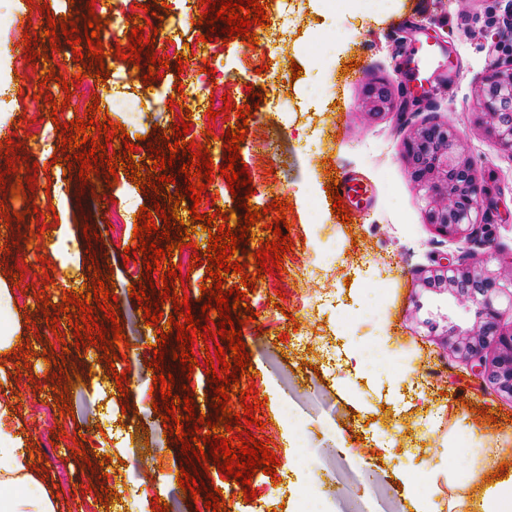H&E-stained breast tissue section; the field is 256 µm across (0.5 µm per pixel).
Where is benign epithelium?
<instances>
[{"instance_id":"7a95c632","label":"benign epithelium","mask_w":512,"mask_h":512,"mask_svg":"<svg viewBox=\"0 0 512 512\" xmlns=\"http://www.w3.org/2000/svg\"><path fill=\"white\" fill-rule=\"evenodd\" d=\"M362 107L370 115L388 113L395 107L393 91L384 82L366 86ZM479 119L505 149L512 151V67L495 70L485 78L480 94ZM402 154L408 172L432 199L429 223L448 234L477 232L473 215L479 210L482 188L476 164L465 156L462 143L438 123L414 129L403 141ZM483 257L470 262L442 263L422 277L423 286L448 293L476 309L477 321L470 327L455 325L447 343L471 373L512 400V291L509 307L496 306L503 291L500 282L512 284V262L492 273Z\"/></svg>"}]
</instances>
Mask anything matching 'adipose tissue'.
Listing matches in <instances>:
<instances>
[{"instance_id": "obj_1", "label": "adipose tissue", "mask_w": 512, "mask_h": 512, "mask_svg": "<svg viewBox=\"0 0 512 512\" xmlns=\"http://www.w3.org/2000/svg\"><path fill=\"white\" fill-rule=\"evenodd\" d=\"M0 512H59L20 435L0 427ZM459 512H512V474L464 493Z\"/></svg>"}]
</instances>
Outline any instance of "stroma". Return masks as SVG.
Listing matches in <instances>:
<instances>
[{
	"label": "stroma",
	"instance_id": "stroma-1",
	"mask_svg": "<svg viewBox=\"0 0 512 512\" xmlns=\"http://www.w3.org/2000/svg\"><path fill=\"white\" fill-rule=\"evenodd\" d=\"M0 2L16 17L0 30V65L20 57L16 39L24 33L48 51L35 59L36 70L47 78L43 98L22 94L17 81H0V107L8 110L0 140H11L17 157L39 166L37 183L25 197L0 195V214L24 216L11 223L0 217V282L9 290L17 322L32 320L30 333L37 338L29 367L0 376V398L20 397L4 424L39 458L61 512H152L157 499L169 512L205 510L176 481L192 452L182 451L177 436L164 435L152 407L161 396L149 369L152 345L167 325L148 326L130 297V271L147 269L143 255L124 254L133 243L139 208H169V194L187 186L180 172L186 158L175 157L166 171L174 183L155 195L131 181L124 163L115 186H108L102 173L80 181L79 165L67 170L55 161L61 153L57 126L89 119L87 107L95 102L134 137L136 165L157 177L164 171L155 168L150 151L168 153L166 141L185 119L192 123L195 143L209 144L215 167L226 166L225 135L240 118L233 115L216 125L208 110L225 97L235 106L253 107L236 162L252 179L250 202L262 208L276 199L291 205L285 218L293 247L282 268L261 279L256 267L245 269L257 281L246 293L255 317L243 325L242 340L257 374L239 380L240 389L254 387L265 402L255 413L263 426L252 434L275 452L279 466L273 477L254 474L251 502L244 501L241 482L218 467L201 474L207 489L221 490L226 512H294L295 488L318 480L335 493L333 512H415L418 495L426 492L444 508L477 473L467 461L448 469L433 460L456 453L474 432L502 449L512 466V400L475 378L446 343L451 326L474 323L475 309L420 281L422 272L446 254L487 255L494 272L512 261V153L486 132L476 108L485 76L512 59V0H394L388 14L355 21L339 52L326 39L336 29V16L325 0H259L271 24L253 25L254 44L238 36L225 39L223 21L200 23L206 10L200 0H137L145 7L141 21L160 34L152 46L156 58L169 63L150 84L144 81L147 61L134 65L105 52L102 80L89 72L88 61L74 58L88 52L87 43L73 45L63 35L51 44L49 20L68 19L87 31V0H36L31 7L26 0ZM207 33L212 43L202 42ZM170 39L184 43L182 54L169 53ZM423 44L436 47L441 67L421 95L411 77L409 52ZM316 52L323 55V68L313 66ZM293 61L303 69L297 79L289 68ZM201 79L209 96L188 107L172 104L176 81L188 86ZM374 82L391 84L393 112H363V91ZM89 84L96 97L86 96ZM116 95L136 101V112L113 111ZM430 123L446 124L477 165L483 195L476 220L488 225L491 247L440 234L428 222L431 200L410 179L402 143ZM333 180L357 187L342 195L344 219L334 214L327 195ZM226 184L225 177L214 176L201 204L181 200L179 218L189 220L194 207L203 216L222 211L230 223L243 221L242 200ZM116 215L122 228L112 222ZM62 225L66 260L51 268L46 261ZM18 267L23 270L19 281L12 276ZM97 270L113 282L114 320L127 338L115 345L119 358L112 365L99 346H77L65 315H58L57 330H49L34 299L43 278L52 279L47 293L58 304L64 292L92 283ZM276 295L281 303H273ZM375 296L383 303L375 319L343 324L344 310L360 308ZM380 330L390 347L405 355V373L394 375L384 366L360 369L346 355L348 343L374 341ZM176 346V339L167 340L161 373L173 375V393H192L195 414L218 421L212 404L216 385L206 372L201 341L193 343L197 363L190 374L174 361ZM48 355L65 362L45 364ZM59 373L74 379L69 414L55 402ZM119 373L129 380L128 395L116 387ZM285 404L308 425L313 468L292 463L295 440L279 417ZM435 411L442 414L436 422L430 418ZM79 448L85 458H76ZM107 471L114 498L106 506L97 490Z\"/></svg>",
	"mask_w": 512,
	"mask_h": 512
}]
</instances>
